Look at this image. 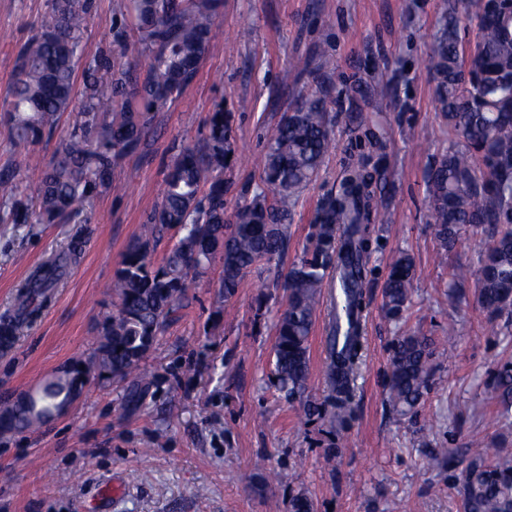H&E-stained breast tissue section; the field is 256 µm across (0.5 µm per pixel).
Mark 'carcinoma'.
<instances>
[{"label":"carcinoma","instance_id":"obj_1","mask_svg":"<svg viewBox=\"0 0 512 512\" xmlns=\"http://www.w3.org/2000/svg\"><path fill=\"white\" fill-rule=\"evenodd\" d=\"M464 14L477 21L471 56L459 50L458 19L450 14L428 47V68L436 81L437 104L448 127V151L427 176L430 221L443 247L455 245L462 228L481 227L488 242L479 267H456L448 294L469 279L480 308L491 317L512 314V3L462 0ZM221 0H127L130 28L140 53L149 58L146 77H133L121 46L82 62V39L93 0H52L41 31L19 52L17 70L6 91L3 122L10 140L28 148L55 130L62 112L75 113L73 130L43 167L38 208L30 210L27 187L17 171H0V205L13 224H62L86 200L114 189L112 163L135 151L155 114L169 107L193 79L198 64L218 35ZM84 64V88L74 95L75 71ZM330 96L318 89L270 129L262 157V187L238 206L235 222L224 223L225 197L233 182L224 171L237 163L231 113L215 104L205 136L184 145L168 167L164 198L150 223L174 227L181 236L160 264L147 245L132 243L109 290L113 310L102 317L103 341L95 356L77 359L43 383L27 406L0 411V433L23 432L68 407L92 373L124 377L138 369L190 282L221 254L224 297L235 294L243 277L288 247L292 210L315 180L334 148ZM371 152L351 162L316 211L309 247L288 275L287 307L273 345L274 374L288 398L304 396L309 376V338L329 270L343 291L345 318L338 349L327 348L329 394L325 412L343 424L353 413L351 381L360 359L363 284L375 226L386 223L373 200L378 189L383 144L357 126ZM76 246L42 261L16 290L12 309L0 317V348H10L37 314L38 301L69 272ZM414 264L401 252L389 263L384 308L397 321L411 298ZM434 366L423 336L393 341L387 373L389 401L400 414L414 411L430 389ZM493 391L503 413L512 409V364L495 377ZM462 512H512V460L497 448L476 443L459 475Z\"/></svg>","mask_w":512,"mask_h":512}]
</instances>
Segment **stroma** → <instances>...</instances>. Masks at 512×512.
<instances>
[{
  "instance_id": "stroma-1",
  "label": "stroma",
  "mask_w": 512,
  "mask_h": 512,
  "mask_svg": "<svg viewBox=\"0 0 512 512\" xmlns=\"http://www.w3.org/2000/svg\"><path fill=\"white\" fill-rule=\"evenodd\" d=\"M126 0H93L83 42L93 56L133 44ZM51 0H0V100L21 44L36 34ZM443 0H222L220 33L181 97L157 113L139 150L118 159L121 192L85 205V224L0 225V313L32 267L80 236L82 251L63 288L9 352H0V405L92 357L107 289L128 246L146 243L161 262L174 228L149 218L161 203L180 145L197 141L216 103L232 114L237 154L226 198L233 218L260 181L264 134L317 83H326L335 151L302 193L287 251L247 274L225 298L213 265L169 316L145 365L153 377L127 400L132 379L94 376L60 416L22 433L0 434V512H288L306 493L315 512H459L457 475L474 438L512 455V416H497L493 379L512 361V317L489 318L473 296L449 301L452 267H477L484 232L462 229L438 261L426 175L448 147V130L427 67L428 45L443 23ZM249 40H239L241 29ZM335 67L321 69V56ZM308 61L309 71L294 68ZM377 95L349 94L355 83ZM377 125L386 144V180L377 193L388 223L372 237L364 284L365 340L355 413L346 424L319 413L328 306L316 313L303 399L288 400L273 377L275 323L286 306L284 281L303 255L315 213L346 165L364 153L355 121ZM415 263L412 296L399 321L383 308L391 258ZM454 343H446L449 328ZM435 343L432 388L415 417L398 416L386 374L396 336ZM451 456L440 466L436 457Z\"/></svg>"
}]
</instances>
